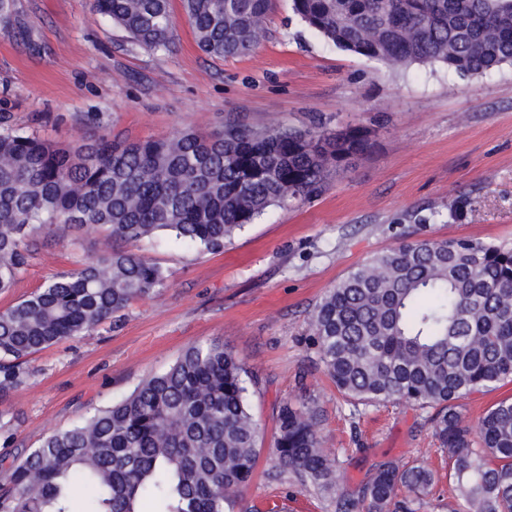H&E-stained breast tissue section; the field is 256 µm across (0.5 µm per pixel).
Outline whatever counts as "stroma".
<instances>
[{
	"label": "stroma",
	"instance_id": "obj_1",
	"mask_svg": "<svg viewBox=\"0 0 512 512\" xmlns=\"http://www.w3.org/2000/svg\"><path fill=\"white\" fill-rule=\"evenodd\" d=\"M0 18V115L7 128L52 140L103 131L131 140L251 127L356 129L365 150L320 193L271 207L210 252L167 238L128 243L162 266V294L132 304L91 335L32 355L26 383L0 397V456L130 394L189 345L215 341L244 362L250 411L263 434L240 512H334V498L274 465L283 402L306 403L322 446L356 491L395 459L441 468L429 410L403 402L352 405L324 373L311 314L347 271L405 240L473 238L512 245V65L478 77L435 64L392 69L342 51L273 0L255 51L200 52L181 0L169 51L154 52L95 12L90 0H15ZM0 311L57 273L96 258L98 234L59 227Z\"/></svg>",
	"mask_w": 512,
	"mask_h": 512
}]
</instances>
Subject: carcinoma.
<instances>
[{"instance_id":"1","label":"carcinoma","mask_w":512,"mask_h":512,"mask_svg":"<svg viewBox=\"0 0 512 512\" xmlns=\"http://www.w3.org/2000/svg\"><path fill=\"white\" fill-rule=\"evenodd\" d=\"M139 44L170 48L169 0H92ZM339 48L389 67L442 63L461 75L512 64V0H292ZM198 48L250 54L271 0H182ZM356 129L259 130L236 119L210 134L129 140L97 133L59 143L0 131V293L29 266L36 234L70 224L105 234L100 254L0 312V394L25 384L30 356L82 336L167 287V272L117 241L167 234L219 251L272 206L316 195L330 169L364 149ZM336 391L361 404L433 407L457 507L512 512V397L474 425L459 401L512 381V248L478 239H419L352 268L311 317ZM245 368L201 342L164 372L83 422L48 435L10 465L0 512H232L253 477L261 429ZM278 467L336 492L335 512H418L440 476L424 464H379L357 493L338 488L316 414L285 403Z\"/></svg>"}]
</instances>
